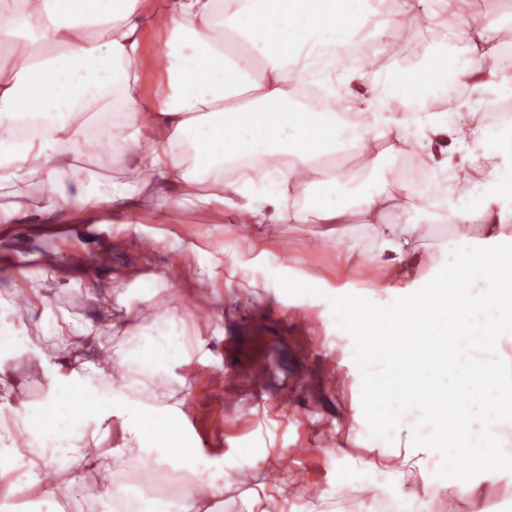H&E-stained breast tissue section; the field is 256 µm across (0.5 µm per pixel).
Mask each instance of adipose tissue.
<instances>
[{"label": "adipose tissue", "mask_w": 512, "mask_h": 512, "mask_svg": "<svg viewBox=\"0 0 512 512\" xmlns=\"http://www.w3.org/2000/svg\"><path fill=\"white\" fill-rule=\"evenodd\" d=\"M149 0H0V224L49 219L95 223L102 213L194 203L201 221L236 215L255 227L271 224L380 225L379 252L392 253L386 289L412 272L410 255L390 215L419 224L437 214L446 224L487 225L488 249L456 240L435 264L454 288L481 262L485 275L512 279L494 247L512 223V115L484 122L491 88L508 84L512 60L501 30L488 17H467L459 0H387L383 26L373 24L371 0H168L160 14ZM169 33L161 53L165 96L146 98L137 58L146 24ZM430 41L429 70L452 69L465 94L453 111L436 110L451 82L435 91L413 90L418 75L397 58L407 47L387 29ZM462 62L449 64V49ZM253 91L246 108L225 100ZM362 147L387 144L415 156L418 175L379 177L356 205L340 191L353 174L325 160L342 137ZM110 140L123 163L117 173L81 181L80 163ZM496 160L494 171L472 154ZM468 194L449 195V180ZM178 315L147 341H129L116 363L91 348L90 325L42 314L45 345L27 333L0 331V343L34 353L51 381L44 404L25 428L35 456L19 454L17 438L0 424V485L15 493L20 478L46 470L38 502L49 507L71 492L74 466L92 465L103 512H150L144 498L118 484V475L142 470L146 460L169 464L160 431L178 407L169 393L152 402L130 399L132 383L115 384L114 370L137 373L182 363L174 339ZM89 419L101 435L120 421L121 444L91 446L74 433ZM71 435L67 451L60 436Z\"/></svg>", "instance_id": "obj_1"}]
</instances>
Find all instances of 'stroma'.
Instances as JSON below:
<instances>
[{"label":"stroma","mask_w":512,"mask_h":512,"mask_svg":"<svg viewBox=\"0 0 512 512\" xmlns=\"http://www.w3.org/2000/svg\"><path fill=\"white\" fill-rule=\"evenodd\" d=\"M166 32L146 26L140 66L148 97L164 90L155 60ZM482 243L481 224L415 225L407 248L416 257L403 291L422 288L437 268L430 256L444 237ZM377 232L364 224H274L243 236L233 223L201 224L190 208L166 215L145 207L115 224L102 214L97 224L0 225V304L9 323L42 338L37 322L43 306L59 316L90 322L103 331L112 351L151 331L178 311L185 323L186 360L165 377L191 392L180 405L175 427L201 456L235 459L234 470L215 471L224 485L219 512H249L263 497L267 512H284L303 501V512H393L392 489L405 484L414 512H448V486L401 479L405 455L437 461L439 451L413 444L421 427L400 421L391 439L371 435L361 405V374L353 361V340L339 329L328 299L355 294L387 305L394 293L371 280ZM14 257H35L45 279L47 304L16 306L29 284L11 265ZM288 275L319 288L316 296L286 295L276 281ZM156 289L143 299L139 284ZM112 304L111 317L98 315L83 299L87 286ZM11 370L17 398L11 409L43 400L49 381L38 360L0 350ZM221 374V384L210 381ZM385 453L381 471L361 472L371 449ZM488 512H512V472L477 475Z\"/></svg>","instance_id":"obj_1"}]
</instances>
